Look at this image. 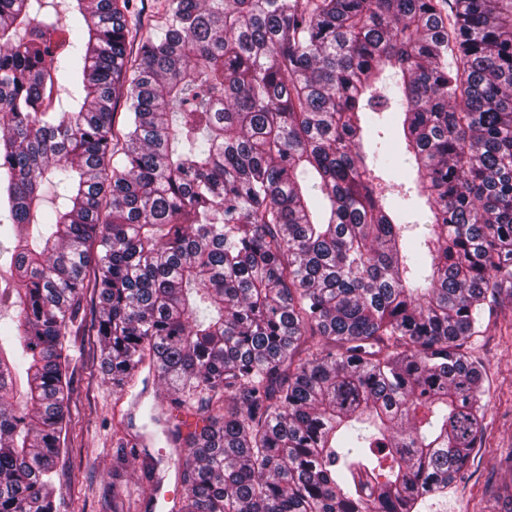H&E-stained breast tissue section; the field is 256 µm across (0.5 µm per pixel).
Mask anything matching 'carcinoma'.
<instances>
[{
	"mask_svg": "<svg viewBox=\"0 0 512 512\" xmlns=\"http://www.w3.org/2000/svg\"><path fill=\"white\" fill-rule=\"evenodd\" d=\"M72 2L0 0V512H56L88 301L112 387L202 416L161 430L171 512L447 492L486 408L463 342L512 301V0H157L146 39L137 0ZM115 436L119 512L163 458ZM385 115L387 117V120H384L380 124L375 125L371 130L367 140L369 143H380L382 149H385L386 147L390 146L394 142L396 136V114L389 112L386 113ZM379 135L381 137H379ZM140 468L141 458L139 460L133 459L128 456V462L125 465V475L128 481V494L126 496V510L128 512H144L146 495L142 493L140 485Z\"/></svg>",
	"mask_w": 512,
	"mask_h": 512,
	"instance_id": "obj_1",
	"label": "carcinoma"
}]
</instances>
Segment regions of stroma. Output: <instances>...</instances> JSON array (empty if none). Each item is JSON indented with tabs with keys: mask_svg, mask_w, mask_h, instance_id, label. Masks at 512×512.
Returning <instances> with one entry per match:
<instances>
[{
	"mask_svg": "<svg viewBox=\"0 0 512 512\" xmlns=\"http://www.w3.org/2000/svg\"><path fill=\"white\" fill-rule=\"evenodd\" d=\"M70 348L71 401L69 446L72 453L60 466L58 512H111L112 463L116 444L113 419H127L135 426L147 421L160 383L148 378L141 396L116 393L104 376L99 345L91 327L67 337ZM465 352L485 368L484 439L473 451L468 471L447 493L426 497L417 512H512V306L483 314ZM141 463L125 465L128 481L127 512H169L166 494L174 490L166 478L154 502H147L140 485Z\"/></svg>",
	"mask_w": 512,
	"mask_h": 512,
	"instance_id": "35a3bbf8",
	"label": "stroma"
}]
</instances>
